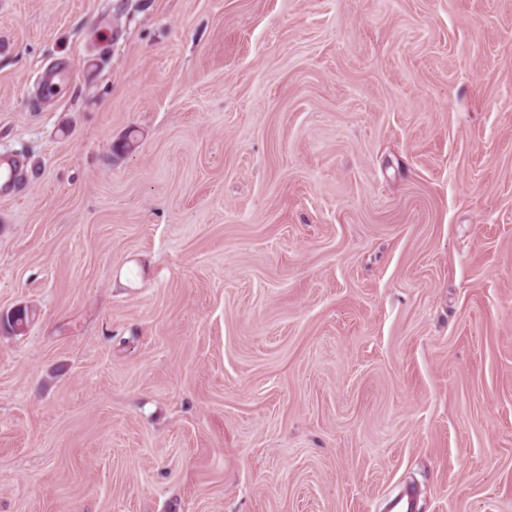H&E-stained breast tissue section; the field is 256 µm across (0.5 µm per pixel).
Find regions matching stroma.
Segmentation results:
<instances>
[{
  "label": "stroma",
  "instance_id": "obj_1",
  "mask_svg": "<svg viewBox=\"0 0 512 512\" xmlns=\"http://www.w3.org/2000/svg\"><path fill=\"white\" fill-rule=\"evenodd\" d=\"M1 154L0 512H512V0H0Z\"/></svg>",
  "mask_w": 512,
  "mask_h": 512
}]
</instances>
